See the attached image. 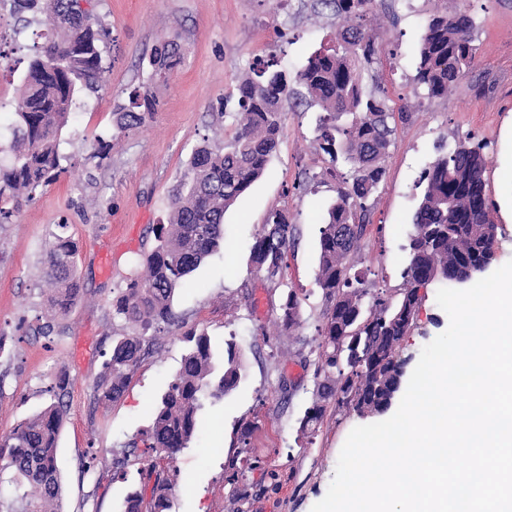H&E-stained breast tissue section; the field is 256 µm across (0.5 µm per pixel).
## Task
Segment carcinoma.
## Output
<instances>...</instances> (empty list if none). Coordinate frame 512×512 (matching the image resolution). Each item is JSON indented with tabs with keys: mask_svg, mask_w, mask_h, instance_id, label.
I'll return each mask as SVG.
<instances>
[{
	"mask_svg": "<svg viewBox=\"0 0 512 512\" xmlns=\"http://www.w3.org/2000/svg\"><path fill=\"white\" fill-rule=\"evenodd\" d=\"M19 12L36 10L46 17L51 35L35 46L16 100L11 139L0 153V225L12 223L22 200L62 172L59 145L80 89H92L104 73L100 43L109 36L81 0H16ZM347 25L336 44L319 50L295 76L275 59L253 62L252 74L238 86L234 113L237 128L219 149L198 146L177 180L167 223L152 228L153 242L126 287L112 299L113 317L132 331L117 337L104 371L96 381L98 400H119L145 358L158 346L157 336L177 325L173 296L182 281L224 242V213L265 171L273 157L285 118V105L316 107L319 149L335 163L350 165L337 187L320 229L317 282L328 305L318 329L312 367L314 399L299 421L298 433L313 443L330 404L360 418L386 413L408 372L405 338L416 326L425 289L440 279L469 276L473 283L497 262V224L487 204L483 147L459 144L441 153L425 171L426 182L404 250L408 254L395 292L364 302L367 289L351 263L360 252L371 200L386 173L385 161L394 127L386 98L365 93L364 73L377 63L375 37L360 20L372 0H317ZM475 21L448 6L429 16L421 38L417 85L430 97L448 89L476 57ZM180 45L164 40L150 59V80L168 81L181 64ZM159 101L148 86L130 91L128 104L113 113L116 135L144 126ZM294 227L284 209L271 210L250 248L249 262L264 280L279 285L288 269V244ZM78 245L60 233L46 251L43 275L51 286V310L67 315L80 288L75 274ZM301 322V300L290 289L281 303L279 326L292 333ZM181 364L153 411L152 424L132 451L142 462L143 485L130 491L123 512H174L176 478L168 474L177 455L188 447L206 401L236 389L243 368L234 341L225 342L217 364L210 336L183 334ZM68 379L50 387L57 401L39 414L0 433V510L61 512L62 476L57 453L67 416ZM143 449H138V445Z\"/></svg>",
	"mask_w": 512,
	"mask_h": 512,
	"instance_id": "carcinoma-1",
	"label": "carcinoma"
}]
</instances>
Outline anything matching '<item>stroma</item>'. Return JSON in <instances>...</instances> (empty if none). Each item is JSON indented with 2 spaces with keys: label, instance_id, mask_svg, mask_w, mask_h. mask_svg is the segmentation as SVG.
Returning a JSON list of instances; mask_svg holds the SVG:
<instances>
[{
  "label": "stroma",
  "instance_id": "35a3bbf8",
  "mask_svg": "<svg viewBox=\"0 0 512 512\" xmlns=\"http://www.w3.org/2000/svg\"><path fill=\"white\" fill-rule=\"evenodd\" d=\"M476 21V64L447 95L431 98L414 82L425 21L435 0H374L364 24L376 36L380 60L366 73V89L384 87L395 129L386 175L374 194L365 244L355 269L370 288L397 287L406 264L424 171L438 148L484 144L488 202L512 190V145L502 130L512 120V0H466ZM108 30L102 43L105 72L97 88L83 90L61 136L63 171L39 187L13 223L0 226V431L33 417L51 401L48 386L69 380L68 414L58 444L64 512H121L137 483L138 464L128 445L151 423V410L175 374L189 329H203L217 350L234 340L244 378L224 399L205 403L200 429L177 457L175 512H311L335 475L340 451L362 418L342 410L327 416L312 445L297 440L298 420L313 400L311 372L298 363L309 352L326 302L317 283L319 229L336 200L345 163L330 164L315 140L320 112L285 115L278 149L262 178L224 215V246L175 292L179 324L162 335L159 352L132 375L117 402L102 404L96 381L104 354L126 327L112 316V299L153 225L165 223L172 190L193 150L231 140L238 85L250 64L277 56L297 72L336 32V19L316 0H90ZM43 18L22 24L12 0H0V107L13 112L34 44L43 42ZM180 43L184 58L167 83L151 84L160 106L145 126L114 137L112 113L134 87L149 82L148 60L161 40ZM111 142L108 158L98 140ZM294 224L286 288L303 300L302 322L278 335L284 290L250 267V247L273 209ZM67 224L79 247L81 297L63 317L48 308L50 287L41 259L56 225ZM429 286L417 325L403 353L422 348L449 326ZM52 323L49 334L36 326ZM255 423L241 447L240 420ZM124 469H116L117 460ZM254 463L246 503L235 499L225 470L234 460ZM276 471L277 479L267 478Z\"/></svg>",
  "mask_w": 512,
  "mask_h": 512
}]
</instances>
